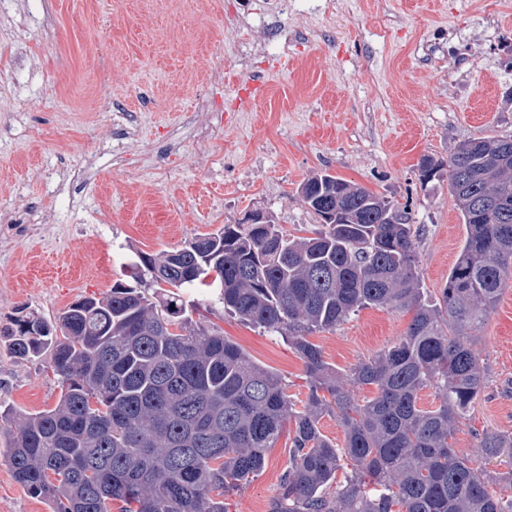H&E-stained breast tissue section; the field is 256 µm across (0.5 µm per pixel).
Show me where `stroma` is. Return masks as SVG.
Instances as JSON below:
<instances>
[{"label":"stroma","instance_id":"1","mask_svg":"<svg viewBox=\"0 0 512 512\" xmlns=\"http://www.w3.org/2000/svg\"><path fill=\"white\" fill-rule=\"evenodd\" d=\"M275 2L0 0V325L26 307L55 315L129 281L137 252L256 213L316 229L297 188L320 170L408 205L438 297L464 226L447 180L423 187L419 167L465 139L512 136V0ZM186 301L305 400L304 363L280 335L225 315L213 289ZM411 319L366 308L310 340L345 373ZM473 341L488 378L454 433L466 454L484 432L512 436V287ZM60 392L46 363L0 344V405L37 413ZM293 433L285 424L236 512H269ZM8 448L0 434V512H50L14 481Z\"/></svg>","mask_w":512,"mask_h":512}]
</instances>
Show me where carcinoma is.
<instances>
[{"instance_id": "obj_1", "label": "carcinoma", "mask_w": 512, "mask_h": 512, "mask_svg": "<svg viewBox=\"0 0 512 512\" xmlns=\"http://www.w3.org/2000/svg\"><path fill=\"white\" fill-rule=\"evenodd\" d=\"M422 166L432 169L426 184L448 169L466 232L434 302L417 274L408 207L321 170L299 191L320 221L311 236L226 224L139 253L135 286L1 325L12 358L48 361L61 383L52 409L0 413L15 481L50 512H112L114 502L121 512H230L227 499L292 422L270 512H512V494L489 489L511 490L512 470L484 469L512 458V438L487 431L472 455L450 443L486 388L472 336L512 282V138H469L448 162ZM212 272L224 313L286 337L303 361L302 408L279 374L187 315L184 294ZM369 307L414 315L399 342L342 375L308 336ZM363 386L375 396L360 402ZM427 387L436 404L422 408ZM327 414L343 427L342 448L320 430Z\"/></svg>"}]
</instances>
